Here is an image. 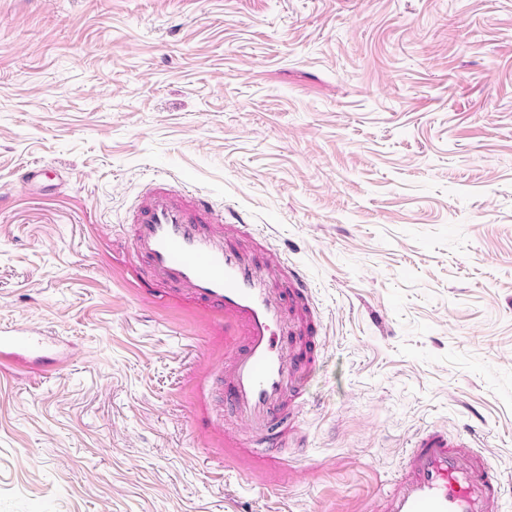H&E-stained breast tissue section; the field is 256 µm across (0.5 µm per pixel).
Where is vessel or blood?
<instances>
[{"label":"vessel or blood","instance_id":"b4317fda","mask_svg":"<svg viewBox=\"0 0 512 512\" xmlns=\"http://www.w3.org/2000/svg\"><path fill=\"white\" fill-rule=\"evenodd\" d=\"M135 258L145 283L167 286L166 301L199 311L224 333V388L249 438H225L241 458L270 467L267 448L285 441L301 387L297 366L312 360L307 341L318 313L301 276L288 287L280 254L260 225L232 224L208 197L170 180H149L128 218ZM42 337L18 327L0 328V368L17 366L21 351L42 349ZM381 512H506L499 471L481 455L430 430L406 452Z\"/></svg>","mask_w":512,"mask_h":512}]
</instances>
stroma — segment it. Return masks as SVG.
<instances>
[{"mask_svg":"<svg viewBox=\"0 0 512 512\" xmlns=\"http://www.w3.org/2000/svg\"><path fill=\"white\" fill-rule=\"evenodd\" d=\"M152 177L306 277L279 470L223 468L224 344L137 288ZM1 197L0 326L61 363L0 372V512H378L428 429L512 500V0H0Z\"/></svg>","mask_w":512,"mask_h":512,"instance_id":"stroma-1","label":"stroma"}]
</instances>
